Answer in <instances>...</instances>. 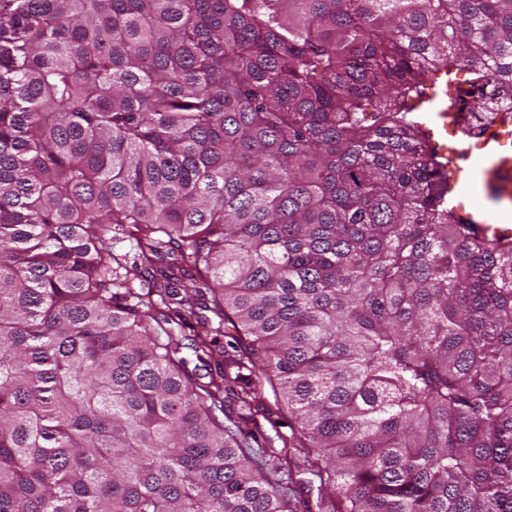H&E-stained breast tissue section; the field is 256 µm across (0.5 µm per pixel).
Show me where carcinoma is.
Segmentation results:
<instances>
[{
  "instance_id": "obj_1",
  "label": "carcinoma",
  "mask_w": 512,
  "mask_h": 512,
  "mask_svg": "<svg viewBox=\"0 0 512 512\" xmlns=\"http://www.w3.org/2000/svg\"><path fill=\"white\" fill-rule=\"evenodd\" d=\"M462 70L512 121V0H0V512H512V237L419 116Z\"/></svg>"
}]
</instances>
